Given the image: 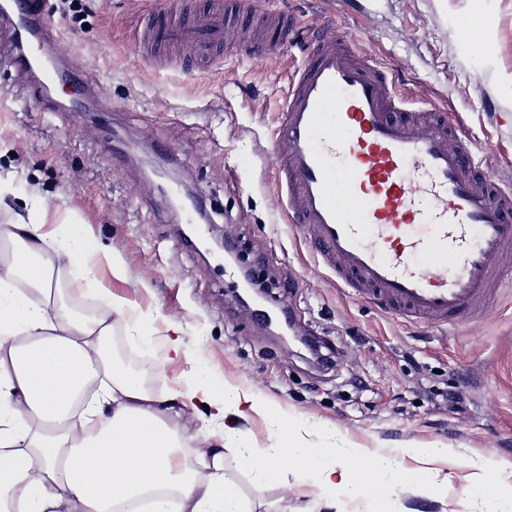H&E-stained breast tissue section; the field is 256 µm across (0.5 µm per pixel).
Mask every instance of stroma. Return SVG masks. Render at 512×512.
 <instances>
[{
    "label": "stroma",
    "mask_w": 512,
    "mask_h": 512,
    "mask_svg": "<svg viewBox=\"0 0 512 512\" xmlns=\"http://www.w3.org/2000/svg\"><path fill=\"white\" fill-rule=\"evenodd\" d=\"M172 0H90L72 16L44 0V26L61 64L98 90L72 84L48 95L22 91L0 60V225L42 213L47 227L73 225L87 252L116 257L126 274L100 267L96 287L147 313L149 340L116 326L114 345L148 363L168 394L184 373L224 383L221 430L232 448H267L277 433L244 395L296 417L312 448H365L391 477L381 512H486L478 489L495 475L497 512H512V294L487 315L448 328L409 322L337 287L314 265L278 207L272 158L284 150L279 109L306 58L310 31L335 26L357 52L394 71L410 109L435 104L459 114L486 179L512 180V0H261L289 11V42L240 45L229 31L214 59L186 65L187 50L157 56L135 34ZM483 14L493 45L474 53L461 20ZM238 242L288 308L300 333L318 338L326 369L235 298L240 279L214 237ZM178 331L184 356L167 359ZM427 449L424 457L415 456ZM255 512H371L363 487L322 491L285 472L254 484L227 457Z\"/></svg>",
    "instance_id": "1"
}]
</instances>
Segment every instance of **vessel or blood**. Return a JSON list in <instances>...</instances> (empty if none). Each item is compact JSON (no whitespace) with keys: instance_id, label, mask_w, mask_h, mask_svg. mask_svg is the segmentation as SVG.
<instances>
[{"instance_id":"obj_1","label":"vessel or blood","mask_w":512,"mask_h":512,"mask_svg":"<svg viewBox=\"0 0 512 512\" xmlns=\"http://www.w3.org/2000/svg\"><path fill=\"white\" fill-rule=\"evenodd\" d=\"M256 0H206L183 21L151 15L139 40L206 60L227 30L251 25ZM7 36L31 93L69 72L32 62L43 38L38 0H25ZM275 160L281 212L338 286L411 322L459 324L485 315L512 258V187L484 182L454 113L405 108L391 68L335 30L315 40L286 92Z\"/></svg>"}]
</instances>
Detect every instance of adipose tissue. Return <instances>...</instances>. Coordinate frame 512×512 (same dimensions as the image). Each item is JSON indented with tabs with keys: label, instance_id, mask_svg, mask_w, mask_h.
<instances>
[{
	"label": "adipose tissue",
	"instance_id": "obj_1",
	"mask_svg": "<svg viewBox=\"0 0 512 512\" xmlns=\"http://www.w3.org/2000/svg\"><path fill=\"white\" fill-rule=\"evenodd\" d=\"M0 237L11 245L0 260V501L17 512H248L224 464L223 434L180 424L200 403L224 416L212 383L180 380L159 398L138 377L112 374L102 346L114 320L131 324V307L103 291L100 315L82 320L53 296L54 276L92 273L79 235L46 230L36 216ZM248 404L279 436L249 451L256 484H277L289 468L345 490L371 471L367 452L297 447L293 417L255 398Z\"/></svg>",
	"mask_w": 512,
	"mask_h": 512
}]
</instances>
